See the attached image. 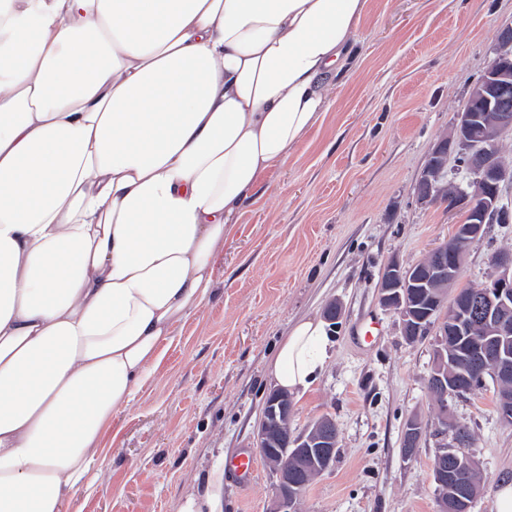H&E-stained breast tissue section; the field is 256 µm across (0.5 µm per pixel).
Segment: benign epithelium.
<instances>
[{"label":"benign epithelium","mask_w":512,"mask_h":512,"mask_svg":"<svg viewBox=\"0 0 512 512\" xmlns=\"http://www.w3.org/2000/svg\"><path fill=\"white\" fill-rule=\"evenodd\" d=\"M512 25L503 27L498 35L494 56L481 79L472 87L451 138L434 144L428 151L425 166L415 185L417 201L425 205L443 204L450 211L461 213L462 220L454 226L451 244H442L428 255L425 277L415 267H404L392 261L384 268L380 281L382 305L398 314L402 335L468 336L472 347L487 350L489 339L472 337V322L479 320L490 328L492 336H512V251L501 250L490 257L496 273L480 286L469 301L467 312L448 325L444 317L428 322L420 314V289L436 288L452 282L465 256L459 245L472 246L484 238L490 224H511L512 203L503 201L504 192L512 190V164L499 154L504 133H512ZM467 160L466 180L448 191L446 181L448 157ZM490 373L495 382L512 377V354L496 348ZM293 406L288 393L278 389L266 395L255 433V447H270L276 435L288 442V452L277 455L269 466L276 475L273 502L269 512H300V489L304 485L299 466L288 458L300 459L310 453V466L323 473L336 460V424L326 415L304 431L291 432ZM434 435L440 439L437 455L443 459L452 454L458 465L470 469L474 459L465 451L471 440L465 431L448 425V418L434 422Z\"/></svg>","instance_id":"obj_1"}]
</instances>
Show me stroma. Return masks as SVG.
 <instances>
[{
    "mask_svg": "<svg viewBox=\"0 0 512 512\" xmlns=\"http://www.w3.org/2000/svg\"><path fill=\"white\" fill-rule=\"evenodd\" d=\"M512 0H372L358 32L359 64L334 82L314 129L260 187L217 265L213 299L178 331L99 461L82 512H176L217 457L253 448L270 363L296 321L341 308L325 369L294 395L291 429L322 415L338 429L336 461L302 495V512H437L428 380L435 342H408L380 302L391 261L408 266L444 242L459 219L414 196L429 149L451 133L493 56ZM512 250V224H491L460 273L479 286L488 258ZM494 389L448 401L475 435L482 480L473 512H494L512 481V425ZM423 435L402 452L409 420ZM275 477L256 458L249 482L224 477V512H268Z\"/></svg>",
    "mask_w": 512,
    "mask_h": 512,
    "instance_id": "35a3bbf8",
    "label": "stroma"
}]
</instances>
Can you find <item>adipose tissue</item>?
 <instances>
[{
	"mask_svg": "<svg viewBox=\"0 0 512 512\" xmlns=\"http://www.w3.org/2000/svg\"><path fill=\"white\" fill-rule=\"evenodd\" d=\"M370 0H0V512H76L212 298L266 175L319 125ZM322 321L277 387L313 384Z\"/></svg>",
	"mask_w": 512,
	"mask_h": 512,
	"instance_id": "ef3b65f1",
	"label": "adipose tissue"
}]
</instances>
